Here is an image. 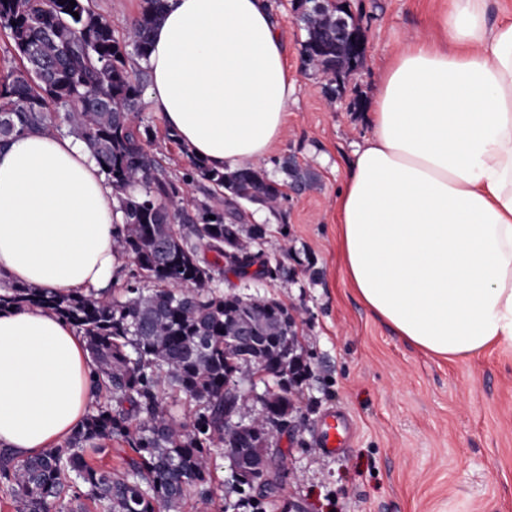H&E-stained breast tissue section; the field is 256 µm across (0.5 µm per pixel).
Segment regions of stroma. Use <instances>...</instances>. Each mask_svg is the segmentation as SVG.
I'll return each instance as SVG.
<instances>
[{
  "instance_id": "obj_1",
  "label": "stroma",
  "mask_w": 512,
  "mask_h": 512,
  "mask_svg": "<svg viewBox=\"0 0 512 512\" xmlns=\"http://www.w3.org/2000/svg\"><path fill=\"white\" fill-rule=\"evenodd\" d=\"M448 0H349L365 41L362 65L336 94L305 66V33L291 0H268L288 50L296 91L281 141L259 166L277 174L295 157L314 175L312 185L285 190L267 212L263 245L277 277L245 282L224 274V292L271 298L296 318L312 376L297 397L305 426L281 435L276 447L287 470L273 498L229 484L228 463L211 460L210 512H512V355L446 361L398 336L374 317L350 288L339 256L336 199L365 120L381 66L408 42L438 38L437 15ZM153 126L150 150L167 175L189 169L187 154L165 136L159 113L144 108ZM354 421L348 448L330 455L318 445L331 409Z\"/></svg>"
}]
</instances>
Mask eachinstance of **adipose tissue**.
I'll return each mask as SVG.
<instances>
[{
  "label": "adipose tissue",
  "mask_w": 512,
  "mask_h": 512,
  "mask_svg": "<svg viewBox=\"0 0 512 512\" xmlns=\"http://www.w3.org/2000/svg\"><path fill=\"white\" fill-rule=\"evenodd\" d=\"M448 0L441 41L382 69L336 204L361 302L449 360L512 351V16ZM148 96L191 155L233 169L279 142L295 85L267 0H167ZM121 215L85 144L28 133L0 147V275L67 295L106 288ZM90 362L51 310L0 312V452L63 444L89 401Z\"/></svg>",
  "instance_id": "adipose-tissue-1"
}]
</instances>
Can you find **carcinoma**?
<instances>
[{
  "label": "carcinoma",
  "instance_id": "carcinoma-1",
  "mask_svg": "<svg viewBox=\"0 0 512 512\" xmlns=\"http://www.w3.org/2000/svg\"><path fill=\"white\" fill-rule=\"evenodd\" d=\"M347 6V0L300 5L304 59L329 77L332 93L364 60L365 48L336 35V21L353 25ZM163 9L164 0H142L121 38L90 0H0V29L18 61L0 77V145L65 124L112 185L122 217L117 252L132 263L122 300L109 289L57 295L0 286V309L37 305L75 327L89 353L95 397L64 445L21 461L0 453V496L18 503L19 512H87L88 501L101 512H182L193 499L213 503L210 458L239 441L232 419L246 391L235 388V378L262 364L252 355L226 356L224 337L254 324L272 362L280 344L298 336L283 304L241 300L224 293L216 278L224 250L237 248L244 235L242 202L272 206L284 197L281 183L250 164L221 171L194 159L175 180L147 149L153 129L137 117L150 33ZM51 104L58 113L49 112ZM283 170L297 187L312 184V174L293 160ZM199 180L210 195L223 197V206L204 203L192 212L182 206L187 187ZM256 263L269 277L281 269L257 250L238 272ZM293 375L300 381L291 386L276 376L262 379L265 393L293 400L310 362ZM170 398L194 410L180 420L166 407ZM114 442L132 452L115 477L90 462Z\"/></svg>",
  "mask_w": 512,
  "mask_h": 512
}]
</instances>
